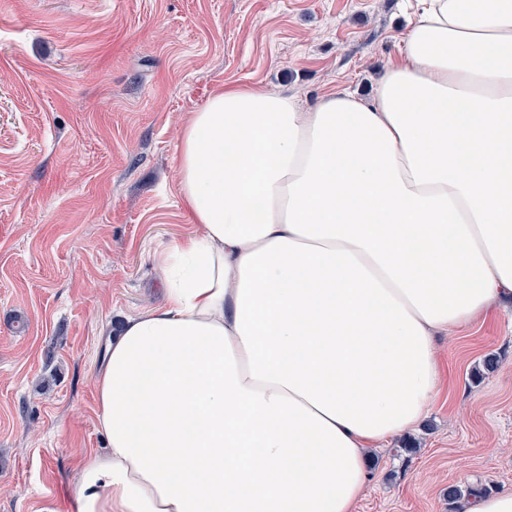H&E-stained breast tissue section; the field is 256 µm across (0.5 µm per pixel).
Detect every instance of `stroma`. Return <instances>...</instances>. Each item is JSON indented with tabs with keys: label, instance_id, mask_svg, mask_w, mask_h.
<instances>
[{
	"label": "stroma",
	"instance_id": "1",
	"mask_svg": "<svg viewBox=\"0 0 512 512\" xmlns=\"http://www.w3.org/2000/svg\"><path fill=\"white\" fill-rule=\"evenodd\" d=\"M406 26L405 0H0V512H71L79 454L105 445L106 338L160 303L153 253L195 230L176 190L191 113L227 82L370 96ZM436 344L441 392L371 449L356 512L512 493V303Z\"/></svg>",
	"mask_w": 512,
	"mask_h": 512
}]
</instances>
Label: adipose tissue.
<instances>
[{"label": "adipose tissue", "instance_id": "obj_1", "mask_svg": "<svg viewBox=\"0 0 512 512\" xmlns=\"http://www.w3.org/2000/svg\"><path fill=\"white\" fill-rule=\"evenodd\" d=\"M196 232L108 337L74 512H355L512 300V0H416L370 97L227 83L184 125Z\"/></svg>", "mask_w": 512, "mask_h": 512}]
</instances>
